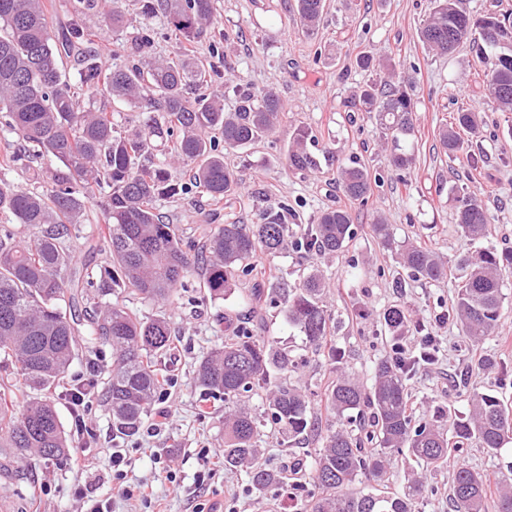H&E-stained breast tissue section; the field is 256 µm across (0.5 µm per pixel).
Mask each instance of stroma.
Listing matches in <instances>:
<instances>
[{"label":"stroma","instance_id":"obj_1","mask_svg":"<svg viewBox=\"0 0 512 512\" xmlns=\"http://www.w3.org/2000/svg\"><path fill=\"white\" fill-rule=\"evenodd\" d=\"M51 20L66 28L82 23L104 64L123 66L126 51L115 49V40L130 41L138 30L150 27L158 35L152 50L165 58L183 45L170 32L162 16L144 17L140 0H102L104 7L83 16L75 0H44ZM294 0H215L210 28L190 43L196 56L210 62L221 74L215 88L224 92V107L236 102L226 80L239 76L251 90L274 89L282 105V122L270 137L241 149H228L224 161L241 176L244 188L236 198L221 203L210 200L192 186L190 167L171 159L170 141H158L153 159L166 164L177 196L161 201L168 223L177 225L184 239H198L203 224L237 220L253 223L260 209L288 204L299 224L313 215L340 206L351 212L355 237L341 253L319 257L286 247L274 257L257 256L256 270L273 269L282 287H299L304 277L317 270L327 285V305L336 317L330 340L344 355L349 372L366 377L374 360L393 345L414 348L418 337L409 331L392 336L382 325L383 311L401 305L412 319L427 323L440 338L441 356L434 365L420 369L408 383L411 410L428 417L436 405L451 414L469 409V396L494 391L512 403V274L504 279L506 301L493 337L474 343L464 336L450 314L454 284L463 275L457 261L474 252L476 243L464 235L455 221L453 187H461L486 207L490 224L486 246L512 248V114L498 111L484 95L482 66L474 49L465 44L448 56L428 54L419 39L429 0H327L328 9L312 37L299 33L292 10ZM128 18L120 35H113L110 18ZM389 52L400 75L416 80L415 163L405 171L393 170L390 151L374 119L355 106V96L373 73L357 68L360 53ZM479 112L480 130L469 138L458 157L451 158L439 145L438 134L450 116L461 110ZM308 127L312 136L307 150L316 162L305 173L289 170L288 143L295 128ZM360 162L377 175L368 204L348 200L336 185L340 167ZM391 224L396 241L418 240L447 257L450 273L437 282L409 277L396 255L372 236L377 216ZM101 212L89 204L81 224L72 226L66 239L76 256V266L100 275L109 265L105 242L98 235ZM236 291L228 299H204L198 276H189L173 303L159 306L134 295L119 300L140 316L164 313L177 348L158 367L171 374L175 384L167 393L173 416L151 413L137 435L121 438L112 428V415L92 402L84 415L98 447L86 450L74 442L71 460L47 462L36 457L14 460L23 477L21 491L0 494V512H80L76 488L91 499H106L112 512H146L140 501L126 498L112 487L111 449H121L129 459L128 480L152 484L160 512H196L198 505L224 504L239 512H293L289 500L274 495L258 497L243 474L219 470L207 485L197 483L200 449L224 450V403L212 401L208 413L199 410L200 390L193 383L197 361L220 347L230 336L231 318H252L254 333L288 350L299 363L289 373L292 383L317 394L333 379L327 358L311 354L301 332L285 320L279 309L253 319L245 301L250 278L235 279ZM493 356L492 371L478 369L484 356ZM112 365L111 345L91 336L76 341L75 357L67 380L85 384ZM318 434L291 443L277 429L264 430L262 446L272 467L293 466L307 450L320 447ZM89 454L91 467L81 470L73 457ZM456 464L428 478L432 493L419 501V512H448V488L457 464L487 475L490 481H512V443L491 454L476 447L459 449Z\"/></svg>","mask_w":512,"mask_h":512}]
</instances>
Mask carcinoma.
<instances>
[{"mask_svg":"<svg viewBox=\"0 0 512 512\" xmlns=\"http://www.w3.org/2000/svg\"><path fill=\"white\" fill-rule=\"evenodd\" d=\"M326 6L327 0H296L304 36L318 31ZM141 9L146 15L162 14L169 28L187 40L214 19L213 0H142ZM156 35L151 28L144 30L136 40L137 58L114 69L88 46L82 27L55 35L43 0H0V125L23 141L22 149L0 158V169H31L38 180L44 174L32 169L33 160L49 156L61 165L51 172L47 192L0 178V212L11 220L0 224V354L24 379L23 409L17 411L13 376L0 374V456L5 459L17 453L52 461L70 456L54 397L72 394L65 375L76 333L82 330L112 346V369L101 401L119 435H135L172 383V376L157 368L158 360L173 351L167 319H145L108 296L119 292L168 302L183 280L197 272L205 294L220 299L235 292L236 272H247L259 253H280L290 237L298 249L319 256L336 255L354 237L351 214L340 208L327 209L296 230L288 224V206L265 208L254 224H207L195 241L184 240L176 225L164 222L157 202L177 194V188L168 169L149 160L154 139L173 138L174 157L191 164L196 186L221 202L238 192L240 179L224 164L219 146L244 147L272 133L281 123L282 106L272 90H244L237 107L224 111L223 99L199 92L217 75L212 66L190 57L185 47L171 58H151ZM420 37L428 50L441 55L467 41L476 45L485 63L486 95L499 111L512 112V25L503 26L495 13L476 20L461 0H432ZM69 53L77 57L76 84L60 67ZM414 85L409 76L367 84L356 102L358 110L373 115L390 144L391 167L400 171L415 160L409 145L415 138ZM84 87L138 109L140 124L118 132L106 108L83 104L79 90ZM480 123L477 112L456 113L439 133L442 150L450 156L459 153L461 133H476ZM309 137L305 127L293 131L288 151L293 172L314 166L306 149ZM338 187L365 204L372 174L362 165L342 167ZM97 199L110 257L106 282L98 288L92 276L74 268V254L64 243L69 225L80 223L87 205ZM454 200L456 223L464 234L476 241L487 237L485 207L460 190ZM371 230L412 277L437 281L448 275V263L429 247L396 243L383 216ZM460 265L466 275L457 285L454 315L462 331L480 343L499 326L512 249L483 247ZM325 290L321 274L314 271L287 296L272 285L253 288L250 296L259 314L281 308L288 324L319 354L335 328ZM383 321L393 334L409 326L418 334L426 331L424 323L399 307L386 309ZM432 354L433 346L426 345L400 358L383 356L371 367L369 385L340 372L324 392L329 419L303 480L289 477L286 467L268 465L258 445L262 422L249 408L250 396L264 390L267 423L288 440L303 439L314 427L311 394L288 382L295 364L287 351L237 325L222 347L197 363L193 379L203 402L224 400V469L246 472L256 493L286 490L297 512H417L426 488L422 476L403 494H352L347 489L361 476L382 484L388 455L403 448L428 472L448 465L451 452L465 443L495 453L512 442V404L496 393L473 395L468 413L446 424L440 410L429 419L413 417L406 381ZM486 494L487 479L457 464L448 494L450 512H482Z\"/></svg>","mask_w":512,"mask_h":512,"instance_id":"obj_1","label":"carcinoma"}]
</instances>
